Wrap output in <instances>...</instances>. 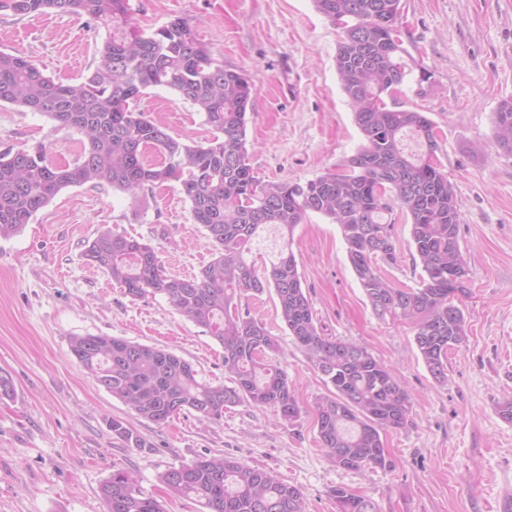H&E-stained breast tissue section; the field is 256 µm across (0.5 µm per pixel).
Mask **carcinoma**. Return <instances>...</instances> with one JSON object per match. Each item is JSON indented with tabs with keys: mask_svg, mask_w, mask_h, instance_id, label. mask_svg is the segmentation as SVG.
<instances>
[{
	"mask_svg": "<svg viewBox=\"0 0 512 512\" xmlns=\"http://www.w3.org/2000/svg\"><path fill=\"white\" fill-rule=\"evenodd\" d=\"M313 2L340 29L335 67L361 144L335 169L301 184L254 176L246 140L252 85L246 75L215 63L187 20L176 18L147 34L131 22L129 0H0V9L17 15L70 13L108 31L98 64L79 83L56 82L33 60L0 51V103L40 112L87 141L80 158L67 165L48 161L41 146L0 151V238L20 232L70 186L108 185L136 201L146 188L180 183L194 223L212 246L199 273H168L154 246L110 228L98 232L82 257L125 295H162L204 328L224 349L231 385L201 381L174 353L117 336L73 335L71 355L112 397L157 425L184 410L220 420L244 401L292 424L301 407L273 360L278 340L241 309L248 293L271 289L288 334L332 387L330 396L315 401L320 447L337 468L361 471L391 465L381 435L407 425L410 396L366 347L323 334L291 250L295 228L310 213L338 224L373 313L413 325L417 351L439 385L448 380V352L468 341L464 299L470 289L456 188L433 160L434 123L423 112L389 108L383 99L413 72L400 39L401 0ZM149 87L190 102L218 135L203 144L169 134L136 106ZM494 140L500 154L512 157V99L494 113ZM148 147L161 161L144 159ZM396 210L422 266L416 288H401L379 271L380 262H398ZM270 224L280 229L282 246L259 274L245 254ZM109 428L129 448H151L118 418ZM160 481L174 496L198 498L208 512H307L296 486L230 456H200L168 468ZM330 496L336 512H377L369 497L345 486L332 488ZM100 498L104 512H166L122 471L104 481Z\"/></svg>",
	"mask_w": 512,
	"mask_h": 512,
	"instance_id": "carcinoma-1",
	"label": "carcinoma"
}]
</instances>
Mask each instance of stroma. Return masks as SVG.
<instances>
[{
    "label": "stroma",
    "instance_id": "1",
    "mask_svg": "<svg viewBox=\"0 0 512 512\" xmlns=\"http://www.w3.org/2000/svg\"><path fill=\"white\" fill-rule=\"evenodd\" d=\"M133 23L151 33L189 21L216 63L248 76L249 164L262 180L304 183L354 154L361 136L335 67L339 31L313 0H129ZM400 38L428 83L408 82L390 104L425 113L435 152L455 184L459 240L468 262V342L448 354L438 385L414 342V328L377 318L347 261L336 224L309 214L292 250L318 326L365 346L410 395L405 428L384 434L389 467L346 471L318 443L313 412L327 389L282 322L274 292L242 307L276 336V361L303 408L294 424L269 408L241 403L221 420L184 411L166 424L141 419L99 386L72 357L75 334H105L166 349L199 379L228 382L224 350L165 297L132 299L80 254L102 226L154 246L166 270L190 276L211 259L206 234L178 185L140 192L138 201L107 186L61 190L22 232L0 239V371L14 384L0 399V512H103L101 484L123 470L146 494L166 496L169 467L198 456H232L299 488L307 512H336L342 485L370 497L378 512H503L512 493V421L498 407L512 398V158L498 155L493 118L512 98V0H402ZM106 34L84 17L19 16L0 10V51L32 59L45 75L82 81ZM138 109L176 137L205 142L214 130L175 92L147 88ZM85 139L47 116L0 105V150L45 146L73 163ZM399 262L381 271L417 287L409 227L396 222ZM118 418L151 443L127 448L108 427Z\"/></svg>",
    "mask_w": 512,
    "mask_h": 512
}]
</instances>
